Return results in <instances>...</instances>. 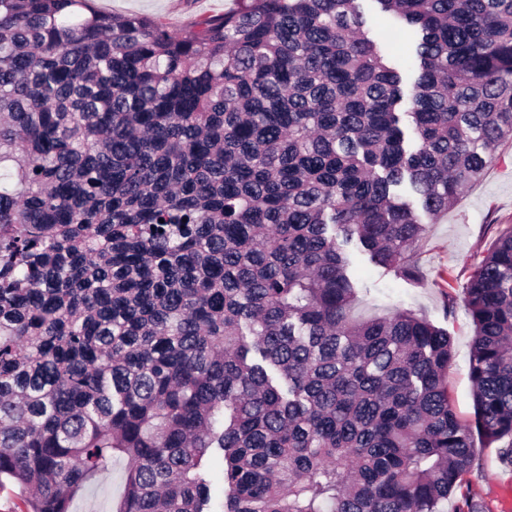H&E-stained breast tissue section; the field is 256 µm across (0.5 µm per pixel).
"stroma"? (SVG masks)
Masks as SVG:
<instances>
[{
  "label": "stroma",
  "mask_w": 512,
  "mask_h": 512,
  "mask_svg": "<svg viewBox=\"0 0 512 512\" xmlns=\"http://www.w3.org/2000/svg\"><path fill=\"white\" fill-rule=\"evenodd\" d=\"M107 14H137L165 19L178 29L194 19L232 9L235 0H93ZM425 234L416 251L422 278L405 281L372 263L356 245H348L349 276L356 288L351 317H386L406 309L447 329L454 361L448 370V394L458 417L474 419L473 387L468 358L473 325L463 304L464 291L476 263L494 243L499 231L512 224V140L501 143L480 177L461 191L447 214L425 217ZM454 308H447L448 297ZM482 470L468 477L466 493L449 497L444 512H457L463 495L481 500L487 512H504L501 488L512 478L496 451L475 442ZM125 461L114 462L108 474L95 477L73 500L72 512H112L121 497Z\"/></svg>",
  "instance_id": "35a3bbf8"
}]
</instances>
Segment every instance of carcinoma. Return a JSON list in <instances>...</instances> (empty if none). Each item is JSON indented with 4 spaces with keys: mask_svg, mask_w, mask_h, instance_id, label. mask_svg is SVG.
Instances as JSON below:
<instances>
[{
    "mask_svg": "<svg viewBox=\"0 0 512 512\" xmlns=\"http://www.w3.org/2000/svg\"><path fill=\"white\" fill-rule=\"evenodd\" d=\"M183 29L0 0V487L72 512H442L512 466V225L448 332L353 320L344 246L412 250L512 140V0H236ZM224 500L211 496V478ZM474 453L483 465L481 472L474 471L468 475L467 491L466 486L448 498L445 503V512L458 511L462 505L463 493L474 499L481 500L486 506V512H504V503L501 497V488L512 478V467L502 466L497 458L495 448H483L481 438L476 434L474 437ZM126 461L117 460L112 470L96 476L73 500V512H111L121 497L124 485Z\"/></svg>",
    "mask_w": 512,
    "mask_h": 512,
    "instance_id": "obj_1",
    "label": "carcinoma"
}]
</instances>
